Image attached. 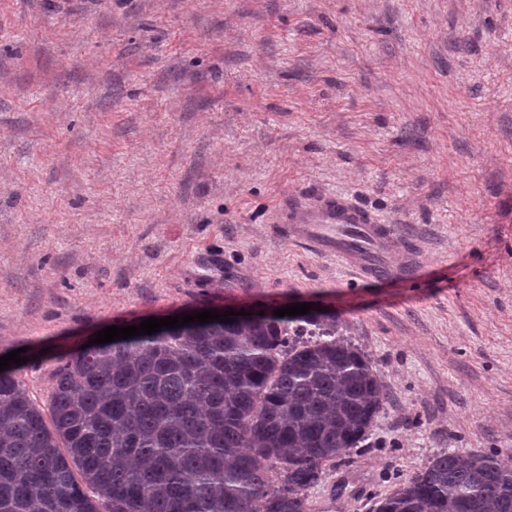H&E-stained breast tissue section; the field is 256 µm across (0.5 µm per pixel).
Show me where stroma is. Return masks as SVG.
Wrapping results in <instances>:
<instances>
[{
	"instance_id": "obj_1",
	"label": "stroma",
	"mask_w": 512,
	"mask_h": 512,
	"mask_svg": "<svg viewBox=\"0 0 512 512\" xmlns=\"http://www.w3.org/2000/svg\"><path fill=\"white\" fill-rule=\"evenodd\" d=\"M326 198L417 283L295 239ZM305 302L383 398L311 512L512 467V0H0V353L33 401L105 327Z\"/></svg>"
}]
</instances>
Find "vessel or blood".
<instances>
[{"instance_id":"vessel-or-blood-1","label":"vessel or blood","mask_w":512,"mask_h":512,"mask_svg":"<svg viewBox=\"0 0 512 512\" xmlns=\"http://www.w3.org/2000/svg\"><path fill=\"white\" fill-rule=\"evenodd\" d=\"M388 231V225L376 223L360 211L342 203L337 204L335 216L321 218L312 224H298L292 228L296 238L357 262L363 276L374 278L392 274L390 268L371 258L376 246Z\"/></svg>"}]
</instances>
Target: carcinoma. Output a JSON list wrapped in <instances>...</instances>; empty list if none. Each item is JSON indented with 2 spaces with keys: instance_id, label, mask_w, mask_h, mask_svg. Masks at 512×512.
<instances>
[{
  "instance_id": "1",
  "label": "carcinoma",
  "mask_w": 512,
  "mask_h": 512,
  "mask_svg": "<svg viewBox=\"0 0 512 512\" xmlns=\"http://www.w3.org/2000/svg\"><path fill=\"white\" fill-rule=\"evenodd\" d=\"M381 407L371 363L310 314L82 348L55 369L48 421L12 364L0 372V512H310L324 465ZM373 512H512V470L450 452Z\"/></svg>"
}]
</instances>
